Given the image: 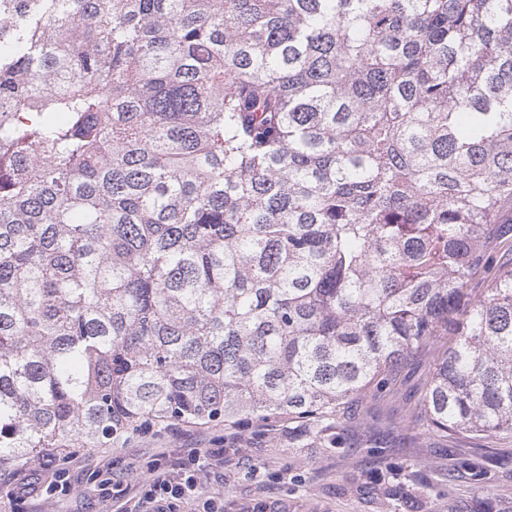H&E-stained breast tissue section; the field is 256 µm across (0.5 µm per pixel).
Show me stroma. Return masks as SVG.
Segmentation results:
<instances>
[{"mask_svg":"<svg viewBox=\"0 0 512 512\" xmlns=\"http://www.w3.org/2000/svg\"><path fill=\"white\" fill-rule=\"evenodd\" d=\"M430 355H417L401 369L396 384L359 399L354 422L343 431L344 447L304 448L284 423H250L236 430L223 424L173 423L139 432L109 448L80 450L70 463L40 462L42 477L70 470L73 489L52 497L25 499L21 512H100L96 472L111 462L115 480L139 498L156 459L183 457L199 448H220L224 460L204 466L202 485L224 498V512H383L379 490L392 479L428 485L424 512H512V436L462 440L449 448L434 436L406 447L402 427L430 368ZM475 454L485 466L482 488L458 472L461 457ZM456 482H449L450 472Z\"/></svg>","mask_w":512,"mask_h":512,"instance_id":"stroma-1","label":"stroma"}]
</instances>
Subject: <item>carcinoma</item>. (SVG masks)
Instances as JSON below:
<instances>
[{"mask_svg": "<svg viewBox=\"0 0 512 512\" xmlns=\"http://www.w3.org/2000/svg\"><path fill=\"white\" fill-rule=\"evenodd\" d=\"M508 211L512 0H0V466L429 350L411 438L512 434Z\"/></svg>", "mask_w": 512, "mask_h": 512, "instance_id": "1", "label": "carcinoma"}]
</instances>
